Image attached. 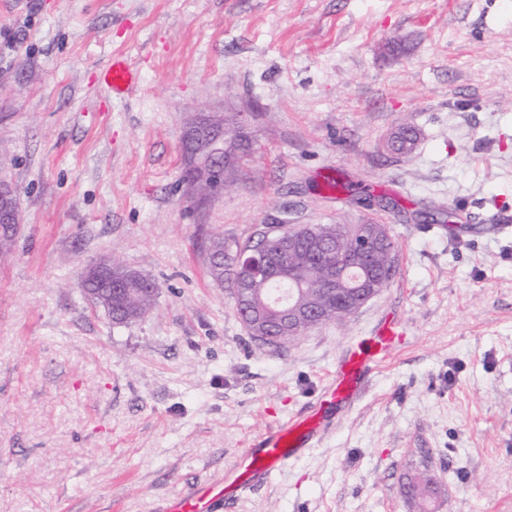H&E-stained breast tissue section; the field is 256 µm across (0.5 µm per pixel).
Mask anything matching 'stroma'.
Returning a JSON list of instances; mask_svg holds the SVG:
<instances>
[{"label":"stroma","mask_w":512,"mask_h":512,"mask_svg":"<svg viewBox=\"0 0 512 512\" xmlns=\"http://www.w3.org/2000/svg\"><path fill=\"white\" fill-rule=\"evenodd\" d=\"M140 73L97 82L112 53ZM239 115L228 183L184 179ZM419 132L407 156L389 135ZM334 176L336 193L322 186ZM0 512H155L270 429L301 456L227 512H512V0H0ZM387 225L397 271L343 322L259 348L204 242ZM155 279L131 324L84 269ZM394 324L350 402L324 387ZM437 482L428 503L415 476ZM99 81L112 97H122L138 85L139 75L128 57L118 52L100 69ZM14 195L11 186L0 183V249L10 244L16 231V229L4 227L3 224L20 223Z\"/></svg>","instance_id":"stroma-1"}]
</instances>
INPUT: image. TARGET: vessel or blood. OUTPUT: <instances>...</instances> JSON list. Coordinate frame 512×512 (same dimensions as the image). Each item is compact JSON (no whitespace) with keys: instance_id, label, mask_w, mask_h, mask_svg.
Here are the masks:
<instances>
[{"instance_id":"vessel-or-blood-1","label":"vessel or blood","mask_w":512,"mask_h":512,"mask_svg":"<svg viewBox=\"0 0 512 512\" xmlns=\"http://www.w3.org/2000/svg\"><path fill=\"white\" fill-rule=\"evenodd\" d=\"M99 81L112 96L122 97L137 86L139 75L128 57L118 52L102 66ZM371 358L366 350L353 352L342 363L329 387L330 394L339 400L349 399ZM311 432L303 418L268 432L260 447L241 454L228 480L188 488L182 496L170 500L162 512H223L230 498L243 496L256 482L268 479L275 470L298 458L303 441Z\"/></svg>"}]
</instances>
